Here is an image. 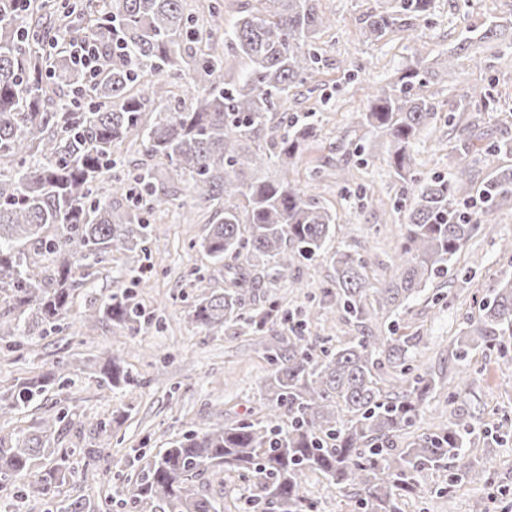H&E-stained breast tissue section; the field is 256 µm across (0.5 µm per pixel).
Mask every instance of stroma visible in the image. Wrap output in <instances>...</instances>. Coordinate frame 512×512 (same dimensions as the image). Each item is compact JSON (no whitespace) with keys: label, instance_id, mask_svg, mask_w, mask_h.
Masks as SVG:
<instances>
[{"label":"stroma","instance_id":"obj_1","mask_svg":"<svg viewBox=\"0 0 512 512\" xmlns=\"http://www.w3.org/2000/svg\"><path fill=\"white\" fill-rule=\"evenodd\" d=\"M390 6V0H318L319 11L332 25L317 35L319 64L304 84L290 91L287 103L290 115L300 119L316 112L321 120L316 141L288 177L335 214L336 238L330 249L364 255L369 277L377 284L395 271L394 250L405 214L395 206L396 180L386 163L385 139L358 122L369 92L395 82L411 58L436 69L453 60L448 77L422 89L436 110L412 148L417 169L426 175L452 171L459 133L468 124L512 138V0H433L427 23L414 35L391 29L380 39L367 40V16ZM492 24L503 25L501 37L480 42ZM466 36L473 39L469 51L454 57ZM483 87L501 100V110H484L473 98V90ZM214 221L212 209L190 199L157 217L147 254L113 253L80 285L68 328L15 351H0V383L6 385L57 370L62 360L73 364L64 386L20 413L0 418V431L28 427L65 408L73 429L61 442L67 448L77 437H93L97 422L112 423L106 468H88L82 457H74L77 481L63 488L49 507L53 512H64L68 499L79 496L90 499L97 512H122L112 500L113 476L132 474L134 455L155 456L191 428L258 414L271 370L267 348L275 336L289 331L282 327L271 335L234 326L205 332L191 324L194 279L202 275L209 287L224 286L197 246ZM511 238L512 211L506 209L493 223L482 225L454 257L455 277L428 285L398 318L401 333L416 339L414 365L443 378L426 399L415 434L439 430L463 415L476 436L488 439L495 463L490 473L474 468L450 497L441 493L448 482L446 470L423 472L419 480L428 493L405 499L403 512H473L478 502L487 512H512V433L501 427L504 419H512V360L476 349L471 357L477 371L466 375L455 355L464 320L477 318L480 301L491 299L499 283L512 277V256L502 251ZM332 275L329 263L319 259L304 266L302 288L282 282L274 290L282 309L296 321L309 305L323 304L326 314L310 322L305 333L329 345L358 333L327 293ZM127 287L135 290L150 318L138 335L85 321L90 306ZM109 357L129 368L131 385L112 389L100 382ZM305 492L318 512H354L351 494L321 474L309 473Z\"/></svg>","mask_w":512,"mask_h":512}]
</instances>
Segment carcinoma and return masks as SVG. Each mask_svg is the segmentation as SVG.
<instances>
[{"instance_id": "cac0c4a2", "label": "carcinoma", "mask_w": 512, "mask_h": 512, "mask_svg": "<svg viewBox=\"0 0 512 512\" xmlns=\"http://www.w3.org/2000/svg\"><path fill=\"white\" fill-rule=\"evenodd\" d=\"M391 10L369 16L364 35L408 30L428 20L432 0H392ZM57 12L75 16V27L58 26L73 39L97 37L106 66L87 103L83 73L59 54L56 84L76 88L64 106L48 85L41 36L44 15L0 0V343L13 351L33 336L67 324L76 275L106 261L114 250L147 253L151 218L175 206L179 188L160 182L165 168L189 183L192 198L216 207L217 222L199 243L222 290L196 279L190 319L206 331L242 324L273 332L290 321L278 301L257 296L260 285H301V265L328 259L336 305L359 335L327 347L304 335V325L322 315L311 307L291 326L292 341L269 348L265 416L191 430L147 460L135 480L116 489L128 512H229L211 480L254 479L245 512H314L303 491L315 471L340 491L354 490L363 512H403L407 497L426 493L418 480L425 469L446 468L448 494L472 468H494L473 455L475 438L457 416L448 426L422 434L406 448L394 439L414 428L436 380L408 363L415 337L396 328L378 334L369 327L379 310L391 316L437 279L451 275L455 254L499 211L512 208V167L487 183L480 206L465 218L459 193L475 162L473 140L486 141L488 156L512 153V140H495L468 128L456 148L455 172L421 176L411 145L435 116L421 88L440 77L416 58L399 80L369 96L361 124L387 137L388 164L397 180V204L406 221L396 248L395 274L382 287L369 282L367 260L358 252L327 246L336 235L329 209L288 180L305 146L318 136L316 113L288 117V92L319 62L314 37L331 25L315 0H252L226 30L223 50L185 13L184 0H60ZM189 55L198 93L191 103L178 93ZM248 67L229 76L232 62ZM153 97L164 111L148 114ZM126 143L142 146L155 161L126 167L114 158ZM275 166L280 176L264 171ZM126 196L124 209L112 203ZM88 319L139 332L145 313L126 288L89 309ZM512 336V280L482 304L456 342V357L471 366L469 349L494 350ZM102 381L121 388L131 372L111 359ZM56 374L27 378L0 388V415L13 414L42 397ZM67 413L42 418L15 437L0 436V503L13 512L23 502L45 505L73 477L72 448L55 447L67 430ZM100 442L84 449L95 467L111 445V423L96 426ZM47 464L34 471L37 462Z\"/></svg>"}]
</instances>
